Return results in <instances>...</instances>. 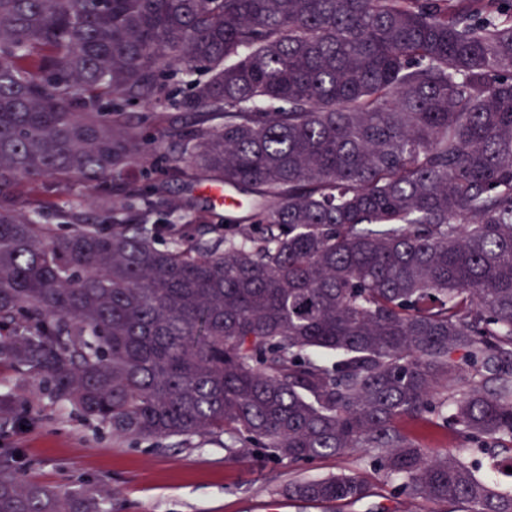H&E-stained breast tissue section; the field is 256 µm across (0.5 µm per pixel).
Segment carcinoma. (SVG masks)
<instances>
[{
	"label": "carcinoma",
	"instance_id": "cac0c4a2",
	"mask_svg": "<svg viewBox=\"0 0 512 512\" xmlns=\"http://www.w3.org/2000/svg\"><path fill=\"white\" fill-rule=\"evenodd\" d=\"M195 69L190 123L132 130L125 107ZM146 156L98 219L49 198ZM173 182L244 192L247 214L176 224L194 201ZM0 364L134 443L359 448L431 512H512L396 426L512 445V0H0ZM284 494L385 497L359 472ZM0 512L112 495L32 481L5 448Z\"/></svg>",
	"mask_w": 512,
	"mask_h": 512
}]
</instances>
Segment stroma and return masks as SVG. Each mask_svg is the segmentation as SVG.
<instances>
[{"instance_id":"35a3bbf8","label":"stroma","mask_w":512,"mask_h":512,"mask_svg":"<svg viewBox=\"0 0 512 512\" xmlns=\"http://www.w3.org/2000/svg\"><path fill=\"white\" fill-rule=\"evenodd\" d=\"M25 392L34 419L0 427V448L13 449L28 477L53 486L96 487L112 494V512H326L292 502L283 490L290 481L358 471L371 481L384 477L372 457L354 450L341 457L288 463L268 450L248 458L230 448L229 436L196 438L190 445L169 440L137 445L114 437L71 407L52 402L37 380L0 366V390ZM398 427L430 451H458L462 440L443 427L405 417Z\"/></svg>"}]
</instances>
